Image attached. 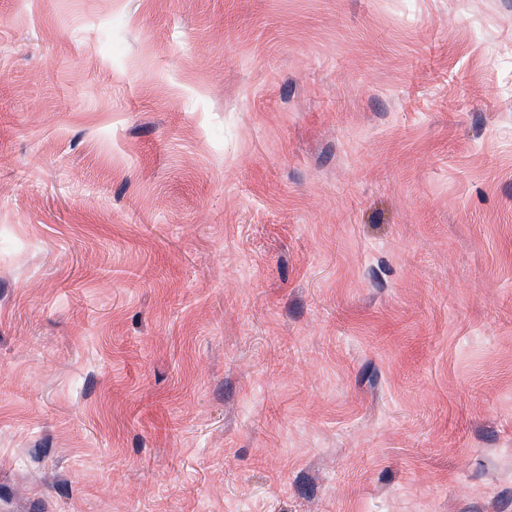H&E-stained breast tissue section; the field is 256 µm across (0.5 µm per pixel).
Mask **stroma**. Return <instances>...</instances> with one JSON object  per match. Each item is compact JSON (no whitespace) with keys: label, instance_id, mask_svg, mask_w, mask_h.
Returning <instances> with one entry per match:
<instances>
[{"label":"stroma","instance_id":"1","mask_svg":"<svg viewBox=\"0 0 512 512\" xmlns=\"http://www.w3.org/2000/svg\"><path fill=\"white\" fill-rule=\"evenodd\" d=\"M0 512H512V0H0Z\"/></svg>","mask_w":512,"mask_h":512}]
</instances>
